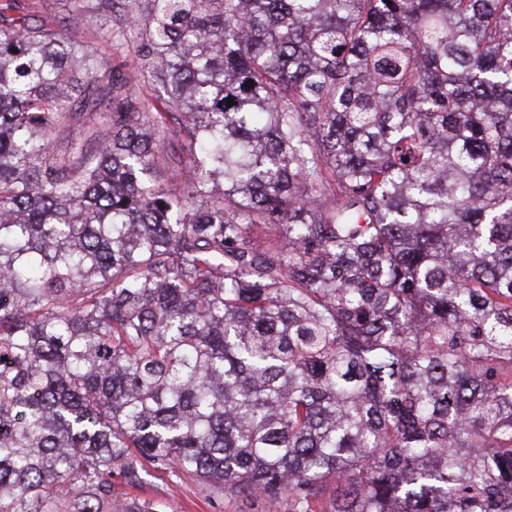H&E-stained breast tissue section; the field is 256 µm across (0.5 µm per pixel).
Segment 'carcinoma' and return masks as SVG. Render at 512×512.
Here are the masks:
<instances>
[{
    "label": "carcinoma",
    "instance_id": "obj_1",
    "mask_svg": "<svg viewBox=\"0 0 512 512\" xmlns=\"http://www.w3.org/2000/svg\"><path fill=\"white\" fill-rule=\"evenodd\" d=\"M88 3L164 94L0 3V512H512V0ZM144 483L136 489L118 484L121 499L134 501L136 506L161 504L160 512H269L264 501L229 498L213 492L195 476H178L150 470Z\"/></svg>",
    "mask_w": 512,
    "mask_h": 512
}]
</instances>
